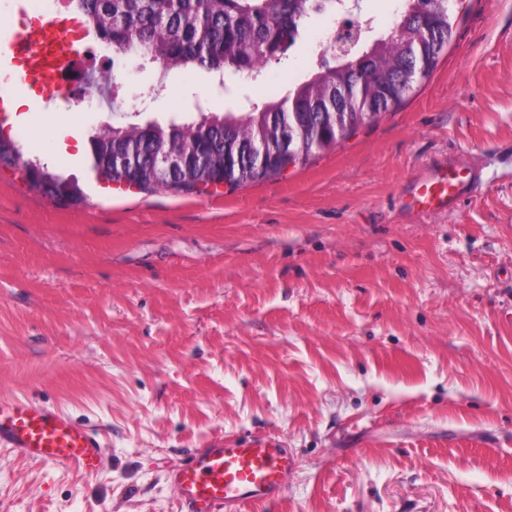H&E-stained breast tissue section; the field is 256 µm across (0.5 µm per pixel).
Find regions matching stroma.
Listing matches in <instances>:
<instances>
[{"label":"stroma","mask_w":512,"mask_h":512,"mask_svg":"<svg viewBox=\"0 0 512 512\" xmlns=\"http://www.w3.org/2000/svg\"><path fill=\"white\" fill-rule=\"evenodd\" d=\"M53 0H0L40 24ZM313 20L259 79L171 73L142 121L238 111L317 71ZM4 129L78 180L55 202L0 165V399L101 438L90 476L0 447V512H177L166 479L217 436L293 454L242 512H512V0H464L429 79L286 175L199 195L98 182L83 143L113 113L24 88ZM69 117L55 155L46 113ZM448 162L481 188L403 208Z\"/></svg>","instance_id":"35a3bbf8"}]
</instances>
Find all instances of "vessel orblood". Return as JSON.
<instances>
[{
  "mask_svg": "<svg viewBox=\"0 0 512 512\" xmlns=\"http://www.w3.org/2000/svg\"><path fill=\"white\" fill-rule=\"evenodd\" d=\"M71 23L70 17L57 15L44 27L0 29V56L23 65L20 81L0 82V121L9 118L22 85L48 88L62 77L60 49ZM479 185L478 174L464 176L456 168L440 167L414 183L407 205L417 211H451ZM0 446L86 475L102 462L97 433L77 426L54 406L30 400H0ZM293 465L287 450L271 440L256 438L245 445L222 436L171 469L168 477L178 490L180 512H240L244 505L280 498Z\"/></svg>",
  "mask_w": 512,
  "mask_h": 512,
  "instance_id": "obj_1",
  "label": "vessel or blood"
}]
</instances>
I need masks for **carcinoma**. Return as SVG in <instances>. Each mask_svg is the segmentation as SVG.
I'll use <instances>...</instances> for the list:
<instances>
[{"mask_svg":"<svg viewBox=\"0 0 512 512\" xmlns=\"http://www.w3.org/2000/svg\"><path fill=\"white\" fill-rule=\"evenodd\" d=\"M88 32L112 47L126 45L159 64L155 90L173 71H202L225 84L228 75H262L264 63L288 51L314 17L336 10L338 0H71ZM364 21L351 34L353 52L331 58L319 49V71L288 89L284 100L250 102L241 114L201 112L196 118L149 121L125 119L95 129L90 139L93 169L123 177L143 191L161 185L178 192L216 176L237 186L276 177L286 143L296 165L336 147L345 133L396 109L428 78L453 41L442 0H403L389 32L366 45ZM112 111L140 116L121 80L112 78ZM268 147L266 170L254 174L259 141ZM164 152L179 167H159ZM32 166L36 188L57 201L81 200L83 190L41 164L0 133V164Z\"/></svg>","mask_w":512,"mask_h":512,"instance_id":"obj_1","label":"carcinoma"}]
</instances>
